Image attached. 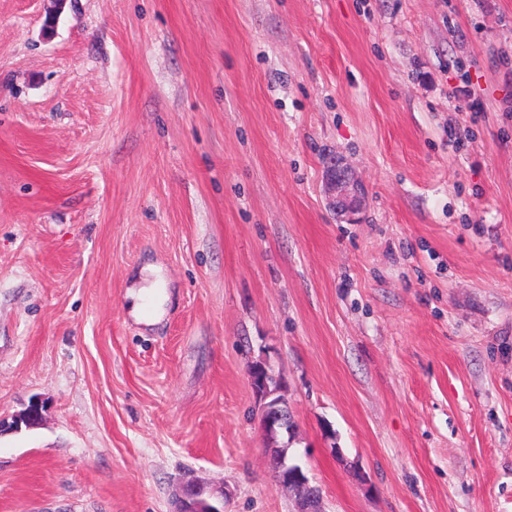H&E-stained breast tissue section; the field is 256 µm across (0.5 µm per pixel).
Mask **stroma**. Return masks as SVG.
Instances as JSON below:
<instances>
[{"label":"stroma","mask_w":512,"mask_h":512,"mask_svg":"<svg viewBox=\"0 0 512 512\" xmlns=\"http://www.w3.org/2000/svg\"><path fill=\"white\" fill-rule=\"evenodd\" d=\"M507 98L512 0H0V512H295L257 360L324 512H512ZM326 185L331 195L330 205L336 210V214L349 224L358 223L359 215L366 205L365 194L345 159L336 157L327 166ZM224 488L215 489L202 479L183 482L173 512H224Z\"/></svg>","instance_id":"stroma-1"}]
</instances>
